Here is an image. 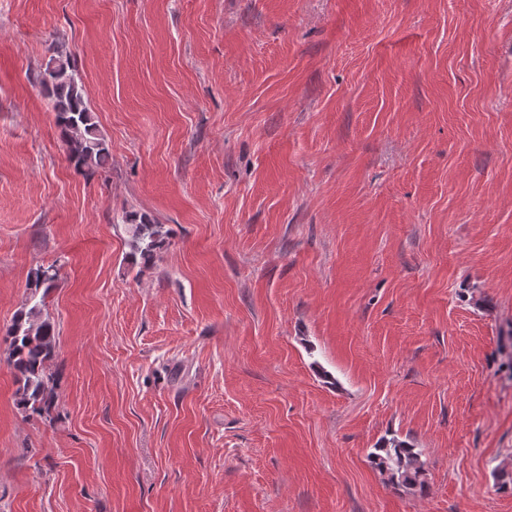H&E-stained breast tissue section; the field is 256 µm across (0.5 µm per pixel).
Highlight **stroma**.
Segmentation results:
<instances>
[{"instance_id": "1", "label": "stroma", "mask_w": 512, "mask_h": 512, "mask_svg": "<svg viewBox=\"0 0 512 512\" xmlns=\"http://www.w3.org/2000/svg\"><path fill=\"white\" fill-rule=\"evenodd\" d=\"M51 263L39 418L4 336ZM393 437L426 494L370 465ZM502 472L512 0H0V512H512ZM40 80L44 96L55 112L56 125L71 164L78 170L104 168L110 158L106 140L98 131L85 96L84 85L72 67L70 57L52 59ZM129 246L133 261L138 258L143 265L153 261L155 255L166 244L167 231L161 224H151L143 218L137 223L136 216L126 219Z\"/></svg>"}]
</instances>
